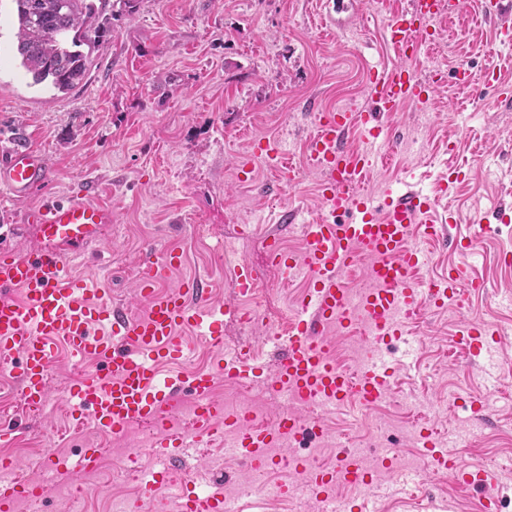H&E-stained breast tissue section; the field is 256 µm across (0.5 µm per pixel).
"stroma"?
<instances>
[{
    "instance_id": "35a3bbf8",
    "label": "stroma",
    "mask_w": 512,
    "mask_h": 512,
    "mask_svg": "<svg viewBox=\"0 0 512 512\" xmlns=\"http://www.w3.org/2000/svg\"><path fill=\"white\" fill-rule=\"evenodd\" d=\"M321 0H141L135 13L115 23L112 40L94 52V63L77 88L63 94L49 84H33L16 56L13 0H0V151L17 144L41 150L55 171L54 182L25 198L0 191V248L22 254L40 243L21 222L45 199L87 191L110 205L112 223L103 240L69 266L99 287L115 304L144 312L134 299L144 249L177 248L182 267L168 287L202 278L213 300H234L232 275L220 253L235 255L253 269L259 285V311L276 319L292 311L303 280L280 273L266 259L267 231L275 229L292 249L302 247L298 226L274 224L281 210L322 211L318 181L306 156L305 142L317 111L354 100L372 108L367 90L369 69L391 65L383 27L395 8L408 0H354L355 9L329 28L318 13ZM512 25L497 0L461 4L439 21L448 42L438 64L445 73L422 118L412 104H402L387 119L390 160L377 163L369 188L414 190L436 198V216L454 211L455 230H441L427 241L429 262L420 279L466 267L476 288L458 307L426 309L422 322L409 327L400 346L404 357L392 398L427 400L445 405L437 421L448 429L447 450L460 461L494 470L493 487L512 497V267L502 263L512 251V223L498 211L512 209V97L462 89L455 80L459 61L474 74L495 68L502 84L512 87V47L499 42L498 25ZM419 135L425 151L415 154L408 140ZM286 142L294 181L263 163L265 142ZM246 179H239L241 167ZM460 169L465 179L450 194L436 196L440 181ZM255 225L250 236L242 225ZM477 230L473 250L453 249V234ZM486 324L499 339L498 365L472 362L457 331L467 321ZM264 326H243L224 317V346L254 347L267 371H275L282 343L266 339ZM90 361L62 354L55 385L39 415L19 406L16 379L0 380V414L19 420L20 433L8 449L32 481L44 482L47 512H112L113 500L140 494L139 482L119 480L124 457L138 453L144 470L168 468L151 449L148 425L129 426L114 439L89 427L68 426L61 380L89 369ZM482 395L486 408L479 436L468 437L474 420L464 404ZM87 446L104 447L98 472L45 481L40 459L52 448L76 460ZM395 451L408 462L412 481L400 485L385 478L369 494L370 512H483L487 493L458 490L448 472L434 470L421 444L399 440ZM177 470L196 478L200 487L233 485L243 473L210 445L183 449ZM81 486L71 501L68 490Z\"/></svg>"
}]
</instances>
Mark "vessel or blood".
Segmentation results:
<instances>
[{
	"instance_id": "1",
	"label": "vessel or blood",
	"mask_w": 512,
	"mask_h": 512,
	"mask_svg": "<svg viewBox=\"0 0 512 512\" xmlns=\"http://www.w3.org/2000/svg\"><path fill=\"white\" fill-rule=\"evenodd\" d=\"M460 0H410L406 9L389 19L384 37L396 60L374 69L368 89L376 112L340 108L317 115L307 139L310 158L322 172V218L301 221L305 258L294 262L268 237V259L274 265L303 274L309 291L284 338L286 353L274 373H266L255 349L224 350L223 307L214 304L200 279L183 282L163 292L160 284L179 266L183 255L167 249L150 255L139 267V294L146 300L143 315H131L113 304L104 289L91 287L82 277L68 273L67 262L100 241L112 221L111 208L84 197L48 200L27 221L42 246L33 255L0 251V374L18 379L20 400L28 415L41 412L50 390L51 369L59 346L72 356L92 360V370L64 385V399L72 423H92L119 438L134 423L154 429L155 455L176 458L183 448L228 438L231 453L272 464V451L295 441L301 432L319 433V421L302 418L300 405L331 410L350 396L367 402L385 398L396 372L386 363L384 347L403 336L422 317L426 306L446 305L463 294L468 276L463 268H450L440 280L420 288L415 274L427 262L416 233L429 223L434 204L429 196L409 191L393 196L385 190H364L377 158L387 157L380 113L398 111L401 104L425 103L433 81L421 80L409 66L422 42L429 40L434 19L454 13ZM357 132L363 146L349 149L344 140ZM54 175L43 155L15 146L0 160V189L16 197L32 195L49 185ZM365 267L370 286L362 307L370 319L372 351L369 365L355 377L337 369L326 334L352 323L345 288L347 275ZM19 290L12 298L10 290ZM204 335L216 353L214 371H195L186 378L164 374L162 365L181 363L187 355L185 330ZM459 334L471 359H478L495 343L494 333L480 322H466ZM242 383H264L280 395L284 407L274 425L252 426L228 412L212 396L215 374ZM189 394L193 429H180L172 407L180 394ZM430 464L452 473L463 487H483L490 472L476 465H457L451 457L428 448ZM15 464L0 460V512H14L19 499H38L44 487L15 479ZM369 488L370 480L346 455H338L333 471H322L308 488L320 512H335L336 483ZM172 490L179 512H224L225 492L198 490L194 480L164 470L144 480L140 495L125 512H156V485Z\"/></svg>"
}]
</instances>
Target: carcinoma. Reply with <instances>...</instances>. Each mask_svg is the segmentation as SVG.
Instances as JSON below:
<instances>
[{"label":"carcinoma","instance_id":"carcinoma-1","mask_svg":"<svg viewBox=\"0 0 512 512\" xmlns=\"http://www.w3.org/2000/svg\"><path fill=\"white\" fill-rule=\"evenodd\" d=\"M17 14L16 51L20 65L36 84L49 83L67 93L89 74L91 53L85 44L110 39L117 17L137 10L139 0H116L107 17L108 0H13Z\"/></svg>","mask_w":512,"mask_h":512}]
</instances>
